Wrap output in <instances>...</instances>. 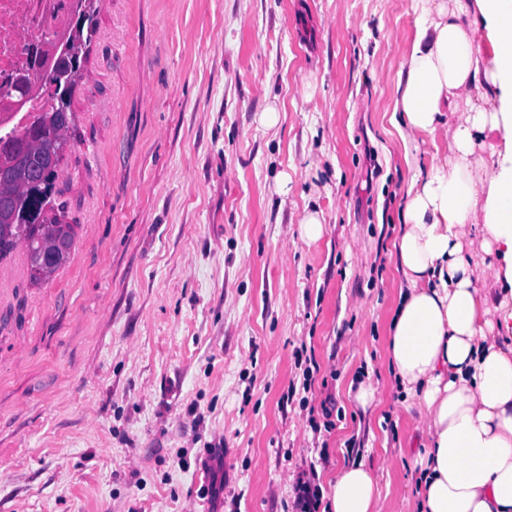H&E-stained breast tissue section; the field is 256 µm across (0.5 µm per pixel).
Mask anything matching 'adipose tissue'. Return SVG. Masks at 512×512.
<instances>
[{
    "instance_id": "obj_1",
    "label": "adipose tissue",
    "mask_w": 512,
    "mask_h": 512,
    "mask_svg": "<svg viewBox=\"0 0 512 512\" xmlns=\"http://www.w3.org/2000/svg\"><path fill=\"white\" fill-rule=\"evenodd\" d=\"M420 23L398 78L394 113L434 133L446 110L449 154L410 183L396 259L408 284L387 330V357L427 423L416 453L421 512H512V0H417ZM486 32L493 57L477 41ZM479 104H472V97ZM502 148L482 176L490 135ZM482 225H474L475 212ZM480 235L503 287L477 288ZM365 462L330 483L331 512H380Z\"/></svg>"
}]
</instances>
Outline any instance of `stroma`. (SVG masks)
<instances>
[{
	"label": "stroma",
	"mask_w": 512,
	"mask_h": 512,
	"mask_svg": "<svg viewBox=\"0 0 512 512\" xmlns=\"http://www.w3.org/2000/svg\"><path fill=\"white\" fill-rule=\"evenodd\" d=\"M96 6L55 180L71 258L38 286L23 248L0 262V512H286L298 476L325 490L353 460L381 512H417L393 244L409 182L449 150L391 120L413 0ZM303 349L328 433L287 395Z\"/></svg>",
	"instance_id": "stroma-1"
}]
</instances>
